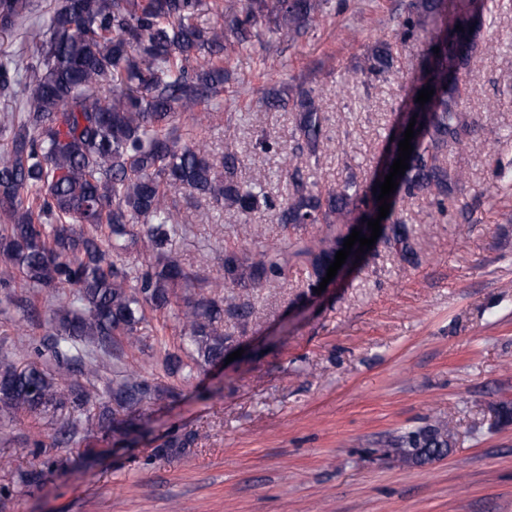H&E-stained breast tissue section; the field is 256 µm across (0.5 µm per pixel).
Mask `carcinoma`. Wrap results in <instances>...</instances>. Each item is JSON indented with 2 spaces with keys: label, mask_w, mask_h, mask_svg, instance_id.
<instances>
[{
  "label": "carcinoma",
  "mask_w": 512,
  "mask_h": 512,
  "mask_svg": "<svg viewBox=\"0 0 512 512\" xmlns=\"http://www.w3.org/2000/svg\"><path fill=\"white\" fill-rule=\"evenodd\" d=\"M320 0H227L216 7L224 25L194 24L200 0H65L53 13L49 37L26 63V93L19 108L0 115V132L9 135L0 155V254L34 286L58 300L51 327L36 355L67 372L88 370L94 350H106L122 336L135 346L145 310L171 304L175 289L192 279L178 259L164 250L183 231L168 194L186 190L243 217L264 206L278 224H350L368 236L367 222L378 214L376 180H384L398 156V143L416 118L414 150L408 169L397 178L381 236L404 244L408 220L398 204L420 194L432 197L436 213L448 215L445 201L465 180L440 155L466 144L476 126L465 112L463 74L493 48L477 42L485 0H409L395 41L413 50L410 87L401 108L405 117L391 131L385 162L360 187L349 174L336 188L322 191L298 166L288 167V197L276 204L260 185L237 181L242 160L225 152L224 176L208 155L174 135L175 121L224 91V56L270 26L288 38L313 27ZM30 0H0V33L14 30ZM462 26L459 31L456 26ZM18 66L0 62V93L14 91ZM398 71L393 43L366 48L357 68L367 79ZM434 89L431 100L416 103L418 91ZM268 104L296 115L293 155L310 157L327 145L324 116L312 91L273 90ZM345 234L324 238L317 248L297 247L290 255L275 248L249 260L224 255V280L213 295L184 300L183 344L165 355L164 371L186 378L224 360V296L236 287L274 281L288 257L303 258L319 283ZM143 256L134 272L125 268L131 247ZM162 392L153 380L128 375L106 387L95 425L82 421L89 395L73 386L58 391L35 364L18 368L0 363V411L12 415L53 410L59 443L85 437L93 428L127 439L140 431V406ZM123 411L118 415L110 408ZM196 440L185 433L156 448L158 457H179ZM453 432L436 419L405 432L375 452L408 465H424L448 454ZM42 468L17 472L23 488L39 486Z\"/></svg>",
  "instance_id": "carcinoma-1"
}]
</instances>
